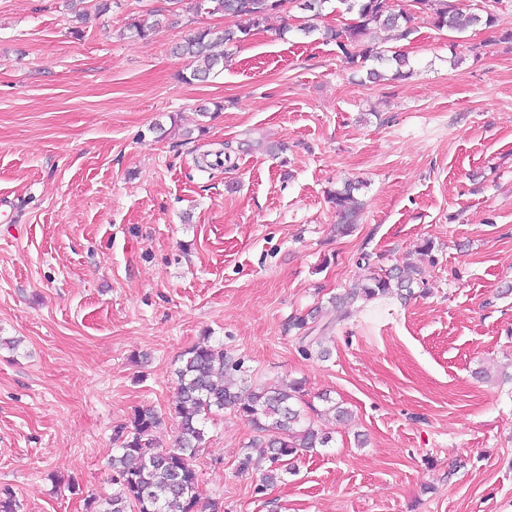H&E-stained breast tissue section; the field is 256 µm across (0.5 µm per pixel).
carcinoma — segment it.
<instances>
[{
  "label": "carcinoma",
  "instance_id": "carcinoma-1",
  "mask_svg": "<svg viewBox=\"0 0 512 512\" xmlns=\"http://www.w3.org/2000/svg\"><path fill=\"white\" fill-rule=\"evenodd\" d=\"M196 13L215 14L237 21L233 26L204 27L193 31L178 47L192 59L193 80L205 81L230 57L229 48L261 30L274 14H288L297 7L310 12L311 22L300 25L306 34H321L323 41L335 43L338 53L352 66L368 61L395 68L394 77L408 75V57L399 50L379 46L378 31L391 29L399 39L412 32L411 14L397 10L392 0H169ZM438 29L463 31L473 27H491L497 15L491 8L480 9L471 0H420ZM352 14V22L341 28H319L314 21L327 8ZM358 186L347 183L330 196L339 222L336 230L347 234L361 203L354 196ZM417 278L399 268L369 270L365 284L331 299L348 315L359 301H371L390 295L413 294ZM319 317L315 309L297 317L293 327L304 332L302 352L325 355L321 337L313 335L316 326L309 322ZM243 362L224 352V345L204 339L181 355L176 371L179 434L171 448L158 447L154 436L161 423L151 408H138L130 419L131 430L118 432L119 448L112 454V470L117 473L120 491L106 500L104 512H198V474L191 464L202 447L206 420L215 411L233 409L262 433L261 445L267 448L270 466L262 476L261 489L276 485L294 469V462L304 453L326 447L331 436L324 429L306 421L301 388L297 384L254 385L241 375Z\"/></svg>",
  "mask_w": 512,
  "mask_h": 512
}]
</instances>
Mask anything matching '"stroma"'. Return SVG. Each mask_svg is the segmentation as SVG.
<instances>
[{"mask_svg": "<svg viewBox=\"0 0 512 512\" xmlns=\"http://www.w3.org/2000/svg\"><path fill=\"white\" fill-rule=\"evenodd\" d=\"M303 17L198 82L173 48L223 15L112 0L78 25L70 0H0V490L21 512L117 492L135 408L172 446L180 357L205 336L253 384L298 381L350 416L260 494L262 465L238 467L253 426L214 413L201 512H512V0L490 28L418 12L409 39L382 32L412 73L380 83ZM349 180L362 208L340 236L328 197ZM365 254L413 263L419 288L325 314L328 358L303 356L291 319L353 287Z\"/></svg>", "mask_w": 512, "mask_h": 512, "instance_id": "35a3bbf8", "label": "stroma"}]
</instances>
